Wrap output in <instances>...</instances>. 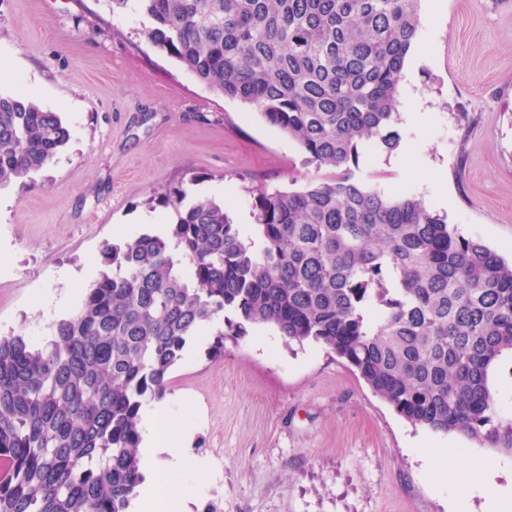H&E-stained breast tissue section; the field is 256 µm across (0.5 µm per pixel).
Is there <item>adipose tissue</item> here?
<instances>
[{"label":"adipose tissue","mask_w":512,"mask_h":512,"mask_svg":"<svg viewBox=\"0 0 512 512\" xmlns=\"http://www.w3.org/2000/svg\"><path fill=\"white\" fill-rule=\"evenodd\" d=\"M166 404L163 398L153 401L140 414L141 441L137 453L145 483L143 492L132 502V512H187V499L169 491L168 486L187 466H203L202 461H190L180 433L159 428Z\"/></svg>","instance_id":"1"}]
</instances>
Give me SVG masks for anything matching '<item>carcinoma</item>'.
<instances>
[{"label":"carcinoma","instance_id":"cac0c4a2","mask_svg":"<svg viewBox=\"0 0 512 512\" xmlns=\"http://www.w3.org/2000/svg\"><path fill=\"white\" fill-rule=\"evenodd\" d=\"M420 0H136L149 39L199 82L257 110L304 163L300 190L252 187L258 242L212 198L163 196L166 236L106 242L109 270L37 345L0 336V512H128L143 481L139 412L187 340L257 325L325 345L414 427L512 454L490 387L512 356V261L413 194L355 179L366 141L392 153ZM70 140L62 116L0 93V186Z\"/></svg>","mask_w":512,"mask_h":512}]
</instances>
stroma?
I'll use <instances>...</instances> for the list:
<instances>
[{
    "mask_svg": "<svg viewBox=\"0 0 512 512\" xmlns=\"http://www.w3.org/2000/svg\"><path fill=\"white\" fill-rule=\"evenodd\" d=\"M135 5L0 0V91L62 113L66 148L32 179L0 187V336L44 343L103 269V241L150 231L161 202L223 201L253 224V186L295 190L322 174L254 109L225 99L153 47ZM415 155L366 150L356 179L422 197L467 236L512 258V0H421L405 62ZM191 338L171 374L162 425L209 465L182 480L190 512H485L475 483L512 492V454L413 427L319 343L272 328Z\"/></svg>",
    "mask_w": 512,
    "mask_h": 512,
    "instance_id": "obj_1",
    "label": "stroma"
}]
</instances>
